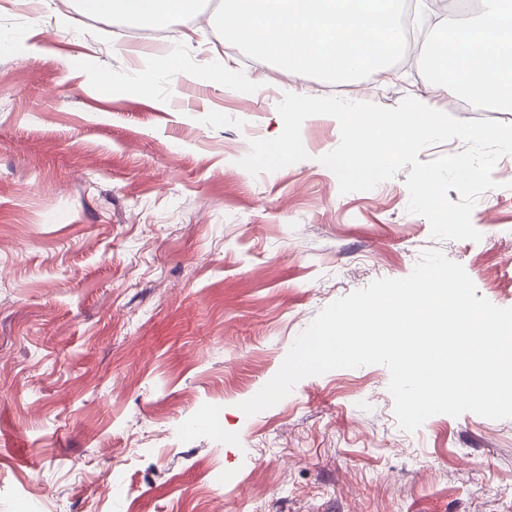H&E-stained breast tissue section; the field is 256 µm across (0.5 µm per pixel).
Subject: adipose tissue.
<instances>
[{
	"label": "adipose tissue",
	"mask_w": 512,
	"mask_h": 512,
	"mask_svg": "<svg viewBox=\"0 0 512 512\" xmlns=\"http://www.w3.org/2000/svg\"><path fill=\"white\" fill-rule=\"evenodd\" d=\"M504 0H483L481 19L459 24V39H439L427 59L434 88L449 94L466 89L490 101L502 112H512V37H499L506 12ZM93 13L143 21L155 27L186 14L192 0H86Z\"/></svg>",
	"instance_id": "adipose-tissue-1"
}]
</instances>
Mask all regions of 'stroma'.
<instances>
[{"mask_svg": "<svg viewBox=\"0 0 512 512\" xmlns=\"http://www.w3.org/2000/svg\"><path fill=\"white\" fill-rule=\"evenodd\" d=\"M18 2L0 0V512H512V419L406 432L384 366L239 408L328 304L407 277L424 250L512 307V155L473 209L477 242L433 239L406 171L340 194L319 161L340 141L329 116L304 121L306 160L239 164L281 133L291 90L477 118L430 86L429 45L329 83L246 57L214 29L220 0H197L166 41L204 79L143 92L133 41L149 24ZM223 66L251 96L212 79Z\"/></svg>", "mask_w": 512, "mask_h": 512, "instance_id": "35a3bbf8", "label": "stroma"}]
</instances>
